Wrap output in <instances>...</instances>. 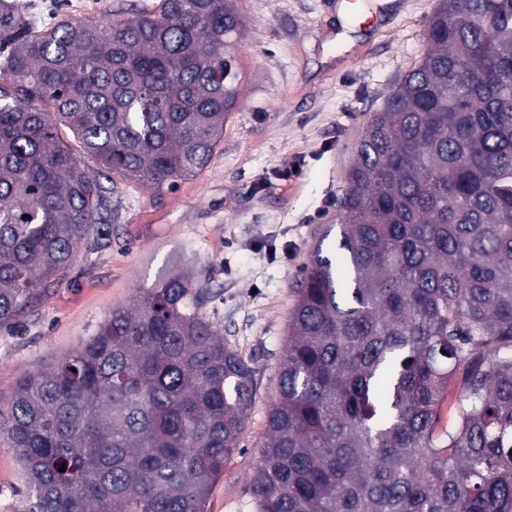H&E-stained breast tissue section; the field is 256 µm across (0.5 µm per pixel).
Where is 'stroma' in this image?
<instances>
[{"label": "stroma", "mask_w": 512, "mask_h": 512, "mask_svg": "<svg viewBox=\"0 0 512 512\" xmlns=\"http://www.w3.org/2000/svg\"><path fill=\"white\" fill-rule=\"evenodd\" d=\"M37 27L101 20L132 0H15ZM378 28L336 37L349 0H240L244 73L234 112L196 177L154 192L109 190L111 218L13 331H0V392L58 361L112 307L173 270L192 269L215 299L205 312L252 360L258 390L209 512H255L247 490L266 439L296 285L338 202L354 147L391 87L419 63L435 0H363ZM18 454L0 442V512H26Z\"/></svg>", "instance_id": "1"}]
</instances>
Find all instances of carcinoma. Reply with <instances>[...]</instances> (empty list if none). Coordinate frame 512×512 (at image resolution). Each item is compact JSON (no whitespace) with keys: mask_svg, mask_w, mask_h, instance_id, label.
<instances>
[{"mask_svg":"<svg viewBox=\"0 0 512 512\" xmlns=\"http://www.w3.org/2000/svg\"><path fill=\"white\" fill-rule=\"evenodd\" d=\"M132 11L38 29L0 0V329L106 223L100 170L194 177L236 106L237 0ZM339 211L297 288L256 512H512V0H437ZM212 298L168 273L0 399L27 512H207L257 388Z\"/></svg>","mask_w":512,"mask_h":512,"instance_id":"carcinoma-1","label":"carcinoma"}]
</instances>
